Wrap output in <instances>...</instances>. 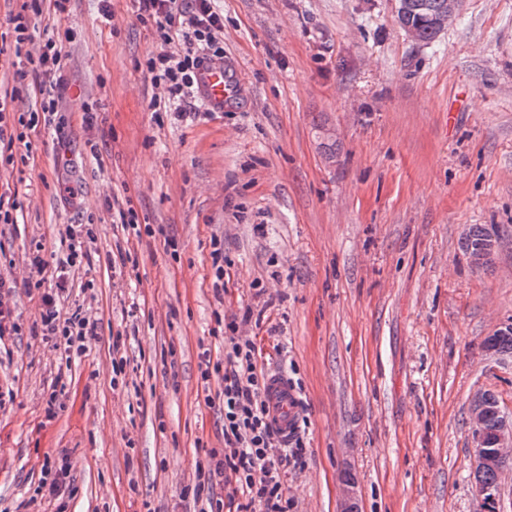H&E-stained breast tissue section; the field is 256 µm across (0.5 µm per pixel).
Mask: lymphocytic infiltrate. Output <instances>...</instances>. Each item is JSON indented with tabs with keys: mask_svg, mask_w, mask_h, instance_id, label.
<instances>
[{
	"mask_svg": "<svg viewBox=\"0 0 512 512\" xmlns=\"http://www.w3.org/2000/svg\"><path fill=\"white\" fill-rule=\"evenodd\" d=\"M0 33V66L11 71V83L0 89V164L28 165L32 156L31 134L41 122L60 110L51 88L62 80L60 30L34 41L32 19L52 9L57 18L70 12L71 0H18ZM137 18L151 26L157 51L139 62L150 80L153 94L149 108L167 112L183 107L198 92L197 72L204 60L224 55V15L215 0H136ZM40 100L39 111H23L26 99ZM66 266L54 287H45L46 262L40 252L29 258L26 288L38 291L40 333L44 342L77 358L95 335V324L82 311L63 314L60 299L68 289L70 267L88 256L74 231H67ZM224 339V388L218 394L224 412V448L209 450L198 475L207 489L206 512H291L286 491L289 466H300L306 450L302 440L284 448L267 402L269 376L260 365L252 338L239 335L236 322L227 325Z\"/></svg>",
	"mask_w": 512,
	"mask_h": 512,
	"instance_id": "obj_1",
	"label": "lymphocytic infiltrate"
}]
</instances>
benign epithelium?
<instances>
[{
	"label": "benign epithelium",
	"mask_w": 512,
	"mask_h": 512,
	"mask_svg": "<svg viewBox=\"0 0 512 512\" xmlns=\"http://www.w3.org/2000/svg\"><path fill=\"white\" fill-rule=\"evenodd\" d=\"M493 414L499 418V426L497 432L490 435L485 431L484 423ZM470 424L473 470H493L497 476H502L504 461L512 459V415L502 410L494 392L485 390L478 393L471 403Z\"/></svg>",
	"instance_id": "benign-epithelium-1"
}]
</instances>
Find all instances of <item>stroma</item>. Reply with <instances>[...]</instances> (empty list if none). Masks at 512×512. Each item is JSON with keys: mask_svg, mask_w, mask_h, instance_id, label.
<instances>
[{"mask_svg": "<svg viewBox=\"0 0 512 512\" xmlns=\"http://www.w3.org/2000/svg\"><path fill=\"white\" fill-rule=\"evenodd\" d=\"M109 3L107 24L101 0H72L62 120L32 133L29 166L0 167L20 203L0 276L27 278L38 249L54 281L67 228L91 225L62 307L97 333L65 362L28 331L36 291L9 295L27 331L0 336V512H194L183 492L224 446L201 354L223 362L234 319L299 385L293 512H340L348 476L361 512H475L471 401L491 390L512 414V354L484 348L512 321V0H463L429 44L394 0H217L241 102L180 117L149 111L137 64L157 42L134 0ZM113 198L138 223H113ZM473 224L499 234L480 268ZM62 452L73 491L56 501L38 485Z\"/></svg>", "mask_w": 512, "mask_h": 512, "instance_id": "obj_1", "label": "stroma"}]
</instances>
